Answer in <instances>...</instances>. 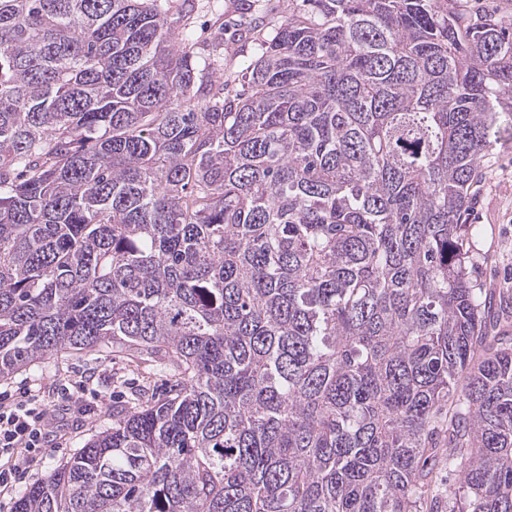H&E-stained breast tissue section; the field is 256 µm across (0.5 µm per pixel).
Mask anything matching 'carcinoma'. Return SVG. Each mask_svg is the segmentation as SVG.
Instances as JSON below:
<instances>
[{
	"mask_svg": "<svg viewBox=\"0 0 512 512\" xmlns=\"http://www.w3.org/2000/svg\"><path fill=\"white\" fill-rule=\"evenodd\" d=\"M301 6L232 90L161 0H0V378L169 376L15 512H512V331L461 223L512 22Z\"/></svg>",
	"mask_w": 512,
	"mask_h": 512,
	"instance_id": "1",
	"label": "carcinoma"
}]
</instances>
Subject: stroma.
<instances>
[{
	"label": "stroma",
	"instance_id": "stroma-1",
	"mask_svg": "<svg viewBox=\"0 0 512 512\" xmlns=\"http://www.w3.org/2000/svg\"><path fill=\"white\" fill-rule=\"evenodd\" d=\"M294 6V0H193L184 32L200 45V64L227 75H238L259 52L263 38L273 34ZM219 27L224 30V56L217 59L209 56L204 46ZM463 221L483 228L474 251L483 286L495 293L512 294V129L502 132L494 145L483 168L476 198ZM144 378L158 386L165 382L161 373L143 375L125 357L111 352L58 353L1 379L0 391L28 389L47 401L56 400L61 380L82 379L103 404L101 413L88 418L64 415L58 431L67 435L66 446L46 451L38 469L24 479V486L43 480L69 453L81 448L93 434L111 426L113 396L128 394Z\"/></svg>",
	"mask_w": 512,
	"mask_h": 512
}]
</instances>
